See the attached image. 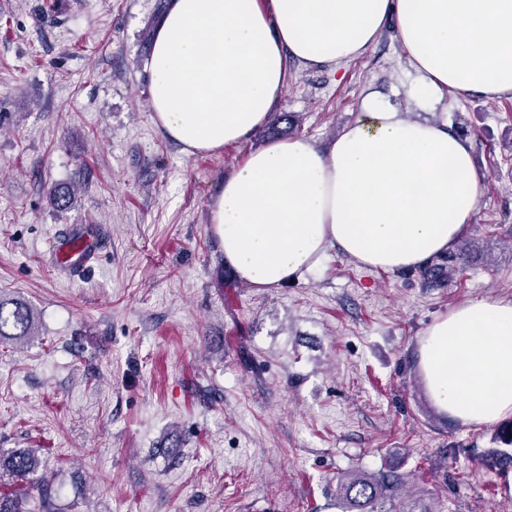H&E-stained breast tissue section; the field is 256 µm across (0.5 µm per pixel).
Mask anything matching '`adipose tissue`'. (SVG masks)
Segmentation results:
<instances>
[{"label":"adipose tissue","mask_w":512,"mask_h":512,"mask_svg":"<svg viewBox=\"0 0 512 512\" xmlns=\"http://www.w3.org/2000/svg\"><path fill=\"white\" fill-rule=\"evenodd\" d=\"M393 28L420 96H512V0H169L145 69L153 121L187 155L267 123L288 60L338 70ZM484 194L472 146L373 101L327 147L293 136L251 151L208 203L238 278L279 288L338 249L411 271L448 252ZM415 367L439 412L468 427L512 417V300H471L420 337Z\"/></svg>","instance_id":"adipose-tissue-1"}]
</instances>
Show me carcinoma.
Here are the masks:
<instances>
[{
    "instance_id": "carcinoma-1",
    "label": "carcinoma",
    "mask_w": 512,
    "mask_h": 512,
    "mask_svg": "<svg viewBox=\"0 0 512 512\" xmlns=\"http://www.w3.org/2000/svg\"><path fill=\"white\" fill-rule=\"evenodd\" d=\"M466 249L438 257V263L424 269L431 279L442 276L453 278L460 271L458 261L463 259ZM36 335L34 311L23 301L0 297V344L25 340ZM42 467L39 448L0 449V487L26 481L36 475ZM402 486L399 474L387 471L375 473L346 474L336 476V497L341 512H381L379 505L396 497ZM36 488L42 512H57L55 495L51 485L43 478ZM0 512H27L26 500L12 492H0Z\"/></svg>"
}]
</instances>
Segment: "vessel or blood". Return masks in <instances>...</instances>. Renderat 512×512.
I'll use <instances>...</instances> for the list:
<instances>
[{"label":"vessel or blood","instance_id":"1","mask_svg":"<svg viewBox=\"0 0 512 512\" xmlns=\"http://www.w3.org/2000/svg\"><path fill=\"white\" fill-rule=\"evenodd\" d=\"M101 246L100 230L96 225L70 224L47 241L45 253L64 274L76 277L93 265Z\"/></svg>","mask_w":512,"mask_h":512}]
</instances>
